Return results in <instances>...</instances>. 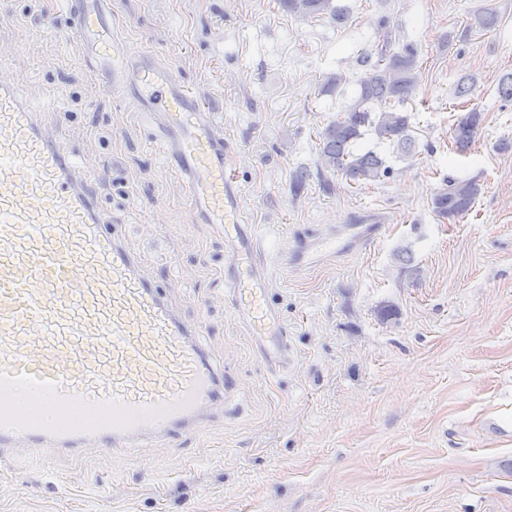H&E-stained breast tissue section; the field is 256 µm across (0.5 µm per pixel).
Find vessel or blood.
Listing matches in <instances>:
<instances>
[{
	"label": "vessel or blood",
	"mask_w": 512,
	"mask_h": 512,
	"mask_svg": "<svg viewBox=\"0 0 512 512\" xmlns=\"http://www.w3.org/2000/svg\"><path fill=\"white\" fill-rule=\"evenodd\" d=\"M112 0H73L72 30L109 87L134 80L146 116L182 175L194 216L221 228L231 250L224 281L262 357L290 355L269 302L271 279L252 225L242 223L238 171L211 108L158 63L112 40ZM385 229L354 221L347 234L312 238L293 266L344 255ZM138 258L100 214L75 154L0 80V447L123 448L198 431L223 378Z\"/></svg>",
	"instance_id": "obj_1"
}]
</instances>
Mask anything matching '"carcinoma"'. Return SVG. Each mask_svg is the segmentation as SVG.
Instances as JSON below:
<instances>
[{
  "instance_id": "cac0c4a2",
  "label": "carcinoma",
  "mask_w": 512,
  "mask_h": 512,
  "mask_svg": "<svg viewBox=\"0 0 512 512\" xmlns=\"http://www.w3.org/2000/svg\"><path fill=\"white\" fill-rule=\"evenodd\" d=\"M288 13L301 18L329 15L338 24L348 14L333 0H281ZM475 23L483 31L498 25V15L486 8L475 16ZM418 51L406 44L393 48L387 36L374 52H365L358 61L365 67L359 81L358 97L330 121L320 134V159L331 168L357 184L375 182L391 173V167L377 152L355 150L356 141L364 132L371 131L380 142H389L403 151L411 147L409 117L402 107L411 99L419 85ZM482 122V113L473 108L465 113L453 130L457 148L467 149L473 142ZM481 188L475 179L448 178L445 187L432 197L433 212L453 220L472 210Z\"/></svg>"
}]
</instances>
